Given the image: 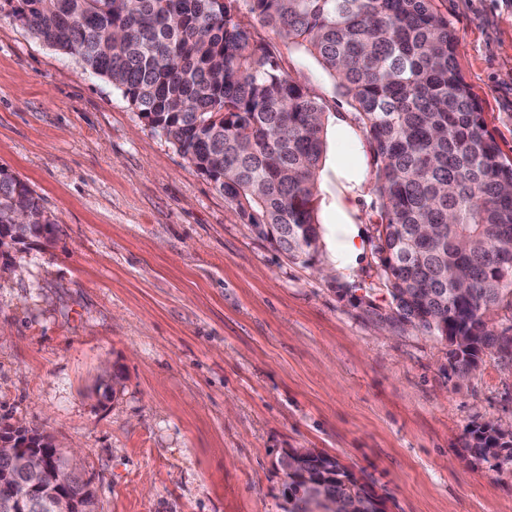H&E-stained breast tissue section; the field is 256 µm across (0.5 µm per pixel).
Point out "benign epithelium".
I'll return each instance as SVG.
<instances>
[{"instance_id": "obj_1", "label": "benign epithelium", "mask_w": 512, "mask_h": 512, "mask_svg": "<svg viewBox=\"0 0 512 512\" xmlns=\"http://www.w3.org/2000/svg\"><path fill=\"white\" fill-rule=\"evenodd\" d=\"M0 462V512H89L90 482L61 465L54 449L30 448L16 434L0 431ZM32 472L43 482L18 488L20 478Z\"/></svg>"}]
</instances>
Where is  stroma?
Returning <instances> with one entry per match:
<instances>
[{
	"mask_svg": "<svg viewBox=\"0 0 512 512\" xmlns=\"http://www.w3.org/2000/svg\"><path fill=\"white\" fill-rule=\"evenodd\" d=\"M435 6L512 160V0ZM240 16L325 107L315 269L252 234L110 82L0 13V167L56 226L0 256V423L74 455L97 512H282L292 448L336 457L388 512H512V464L466 446L512 426V365L454 373L446 341L386 322L364 129L313 55ZM340 224L360 232L352 267Z\"/></svg>",
	"mask_w": 512,
	"mask_h": 512,
	"instance_id": "35a3bbf8",
	"label": "stroma"
}]
</instances>
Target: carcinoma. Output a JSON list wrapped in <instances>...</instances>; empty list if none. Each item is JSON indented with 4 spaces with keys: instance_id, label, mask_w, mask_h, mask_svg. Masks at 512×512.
I'll return each instance as SVG.
<instances>
[{
    "instance_id": "cac0c4a2",
    "label": "carcinoma",
    "mask_w": 512,
    "mask_h": 512,
    "mask_svg": "<svg viewBox=\"0 0 512 512\" xmlns=\"http://www.w3.org/2000/svg\"><path fill=\"white\" fill-rule=\"evenodd\" d=\"M239 0H0L9 14L84 71L121 91L205 176L258 238L288 259L318 260L324 107L280 66L275 47L238 18ZM258 22L304 47L356 111L377 162L375 222L394 307L384 320L449 343L456 373L512 335L488 315L512 307V162L482 118L458 62L459 40L434 0H246ZM24 244L55 224L29 187L0 168V227ZM475 453L512 464V440L471 431ZM288 510L336 512L382 501L336 458L288 454Z\"/></svg>"
}]
</instances>
